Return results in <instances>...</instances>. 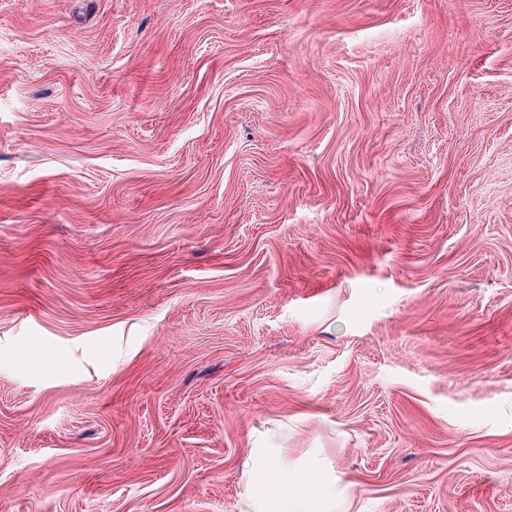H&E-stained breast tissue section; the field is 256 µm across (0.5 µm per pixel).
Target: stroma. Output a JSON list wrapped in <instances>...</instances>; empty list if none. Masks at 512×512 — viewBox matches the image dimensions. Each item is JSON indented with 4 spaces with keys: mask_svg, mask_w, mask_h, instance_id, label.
<instances>
[{
    "mask_svg": "<svg viewBox=\"0 0 512 512\" xmlns=\"http://www.w3.org/2000/svg\"><path fill=\"white\" fill-rule=\"evenodd\" d=\"M512 512V0H0V512ZM255 456L264 464L265 483L276 490V496H267L261 492L252 491L248 494L247 510L249 512H305L303 509L307 503L304 490L293 485V496L288 498L279 492V489L288 485V478L284 466L276 459L265 454L256 453Z\"/></svg>",
    "mask_w": 512,
    "mask_h": 512,
    "instance_id": "obj_1",
    "label": "stroma"
}]
</instances>
